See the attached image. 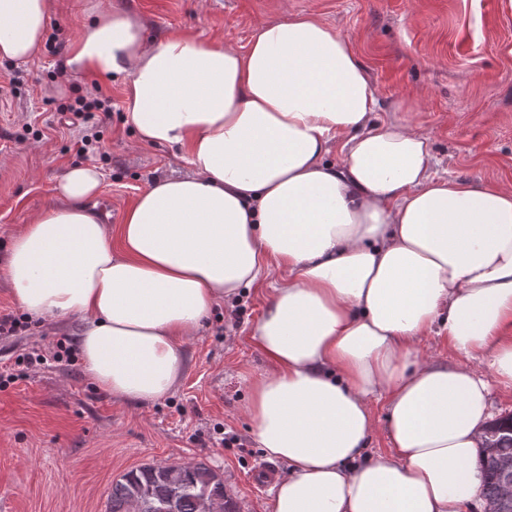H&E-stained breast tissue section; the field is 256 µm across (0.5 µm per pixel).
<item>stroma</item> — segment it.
<instances>
[{"label": "stroma", "instance_id": "stroma-1", "mask_svg": "<svg viewBox=\"0 0 512 512\" xmlns=\"http://www.w3.org/2000/svg\"><path fill=\"white\" fill-rule=\"evenodd\" d=\"M106 7L139 19L149 39L238 48L261 23L318 16L367 63L381 116L410 118L428 134L433 175L512 184V0H51L43 54L0 61V260L71 166L102 170L98 207L115 225L155 179L183 171L174 149L137 143L122 78L64 70L82 26ZM95 84L112 119L82 157L78 127L58 118ZM267 293L262 284L244 289L237 308L215 305L185 345L174 391L142 406L98 390L81 361L19 364L32 349L76 340L78 318L37 319L25 335L0 337V512H105L127 472L198 462L223 478L237 512H260L269 492L256 467L266 455L245 408L270 370L251 340Z\"/></svg>", "mask_w": 512, "mask_h": 512}]
</instances>
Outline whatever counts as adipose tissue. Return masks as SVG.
I'll list each match as a JSON object with an SVG mask.
<instances>
[{
    "label": "adipose tissue",
    "mask_w": 512,
    "mask_h": 512,
    "mask_svg": "<svg viewBox=\"0 0 512 512\" xmlns=\"http://www.w3.org/2000/svg\"><path fill=\"white\" fill-rule=\"evenodd\" d=\"M51 0H0V60L42 55ZM73 72L124 77L138 140L176 148L111 227L103 174L75 165L0 271L33 319L79 317L85 372L138 405L167 397L214 304L270 280L252 340L253 437L287 472L262 512H469L491 417L512 386V185L441 179L429 137L379 118L369 69L312 14L246 49L150 42L117 10L91 18ZM445 338L459 362L421 357ZM488 364L489 374L473 367ZM384 402L389 450L367 454Z\"/></svg>",
    "instance_id": "ef3b65f1"
}]
</instances>
